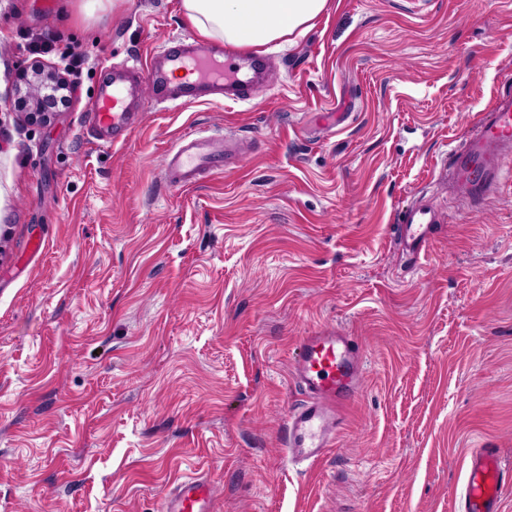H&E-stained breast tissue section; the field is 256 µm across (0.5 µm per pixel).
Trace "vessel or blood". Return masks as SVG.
I'll list each match as a JSON object with an SVG mask.
<instances>
[{
	"label": "vessel or blood",
	"instance_id": "obj_1",
	"mask_svg": "<svg viewBox=\"0 0 512 512\" xmlns=\"http://www.w3.org/2000/svg\"><path fill=\"white\" fill-rule=\"evenodd\" d=\"M189 79L173 81L174 71ZM267 62L240 55L232 49L198 44L181 37L167 41L152 59L114 69L88 108L86 127L103 147L125 142L139 123L133 101L142 83L157 96L187 105L202 90L246 101L258 83L266 81ZM241 148L219 134L184 133L163 159L162 174L176 188L196 185L204 175L233 166ZM512 173V88L500 91L487 112L481 114L469 135L451 148L436 165L435 182L481 204ZM442 214L429 200L401 208L392 235L406 259L405 272L415 271L428 255L430 242L441 229ZM365 354L357 337L344 328L319 326L298 340L289 379L304 396L286 417L284 448L289 459L304 463L320 460L334 447L343 425V406L361 389ZM512 486V465L497 449L470 452L462 512H498L503 492ZM160 512H216V494L203 477L175 481L165 493Z\"/></svg>",
	"mask_w": 512,
	"mask_h": 512
}]
</instances>
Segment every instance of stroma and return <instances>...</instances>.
<instances>
[{"label": "stroma", "instance_id": "35a3bbf8", "mask_svg": "<svg viewBox=\"0 0 512 512\" xmlns=\"http://www.w3.org/2000/svg\"><path fill=\"white\" fill-rule=\"evenodd\" d=\"M0 0V512H158L181 476L220 512H459L468 453L512 463V178L481 209L437 162L512 85V0H329L254 99L141 92L129 141L85 130L103 61L189 35L181 0ZM40 56L86 62L48 124L15 107ZM325 112L347 113L330 126ZM250 140L179 189L187 131ZM443 228L403 274L413 193ZM340 325L366 352L335 447L290 462L289 365Z\"/></svg>", "mask_w": 512, "mask_h": 512}]
</instances>
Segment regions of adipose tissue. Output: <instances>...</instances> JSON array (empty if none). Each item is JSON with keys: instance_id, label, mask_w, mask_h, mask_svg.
I'll return each instance as SVG.
<instances>
[{"instance_id": "obj_1", "label": "adipose tissue", "mask_w": 512, "mask_h": 512, "mask_svg": "<svg viewBox=\"0 0 512 512\" xmlns=\"http://www.w3.org/2000/svg\"><path fill=\"white\" fill-rule=\"evenodd\" d=\"M327 7L328 0H181L197 37L250 51L306 33Z\"/></svg>"}]
</instances>
